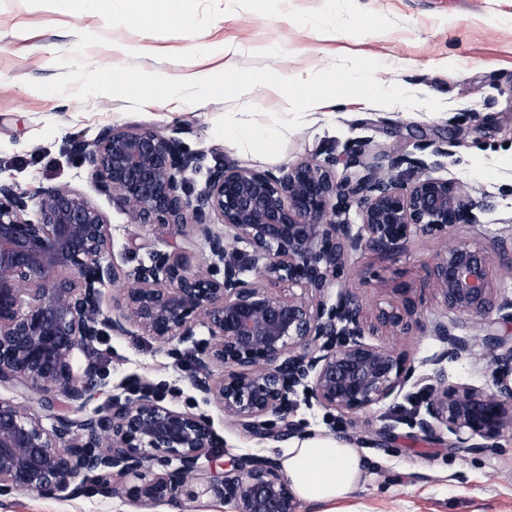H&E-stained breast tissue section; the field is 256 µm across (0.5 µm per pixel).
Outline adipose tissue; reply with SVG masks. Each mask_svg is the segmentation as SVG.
<instances>
[{"mask_svg": "<svg viewBox=\"0 0 512 512\" xmlns=\"http://www.w3.org/2000/svg\"><path fill=\"white\" fill-rule=\"evenodd\" d=\"M60 12L79 11L102 22L116 20L127 26L162 27L180 24L189 16L191 0H55ZM133 46L116 48V56L102 63L96 71L97 84L107 86L120 96L129 86L150 94L156 79L153 74L120 68L118 60L136 54ZM332 80L329 68H322L310 82L313 93L301 96L294 79H282L277 88L282 111L280 126L289 120L314 115L330 104L326 90ZM224 134L245 151L269 143L275 129L260 124L252 113H224ZM280 464L295 497L319 512H336V502L350 498L359 488L365 473V461L352 443L332 437H312L289 443Z\"/></svg>", "mask_w": 512, "mask_h": 512, "instance_id": "adipose-tissue-1", "label": "adipose tissue"}]
</instances>
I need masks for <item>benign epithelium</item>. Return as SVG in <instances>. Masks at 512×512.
<instances>
[{
	"instance_id": "7a95c632",
	"label": "benign epithelium",
	"mask_w": 512,
	"mask_h": 512,
	"mask_svg": "<svg viewBox=\"0 0 512 512\" xmlns=\"http://www.w3.org/2000/svg\"><path fill=\"white\" fill-rule=\"evenodd\" d=\"M182 133L107 126L78 142L76 153L131 223L203 240L207 265L197 270L177 245L124 270L111 260L105 215L84 194L58 187L34 197L0 181V386L23 385L53 417L48 428L33 409L0 399L1 496L121 494L143 505H180L201 483L236 512H296L276 459L240 456L220 475L203 474L200 459L219 445L211 418L166 406L152 390L114 398L82 419L55 413L60 401L83 404L105 385L93 364L74 370L75 352L129 326L186 345L193 387L225 422L261 439H302L289 419L298 387L349 417L385 403L415 373L386 341L420 324L409 288L373 312L350 289L330 302L350 255L391 254L413 236L446 242L448 229L476 224L474 209L491 206L473 203L424 159L393 149L371 155L365 141L339 158L275 169L218 163L195 191L184 174L205 157L185 147ZM340 161L356 169L354 177L336 181ZM404 163L420 175L394 176ZM353 208L357 224L349 220ZM430 277L446 309L484 321L476 336L435 323L442 349L432 362L459 361L478 344L491 381L450 383L437 370L415 426L429 439L455 436L454 448H493L512 435V344L490 327L502 309L492 255L457 240L436 252ZM116 284L119 298L105 311L103 289ZM199 326L207 339H196ZM214 366L224 368L218 380ZM157 456L176 467L154 472Z\"/></svg>"
}]
</instances>
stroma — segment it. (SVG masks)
Masks as SVG:
<instances>
[{
  "label": "stroma",
  "instance_id": "obj_1",
  "mask_svg": "<svg viewBox=\"0 0 512 512\" xmlns=\"http://www.w3.org/2000/svg\"><path fill=\"white\" fill-rule=\"evenodd\" d=\"M28 40L11 35L16 22ZM233 43L234 65L223 83L174 98L164 86L151 95L129 87L124 95L94 86L103 57L116 44L141 47L125 58L133 71L178 74L185 50L201 51V69L224 66L220 42ZM335 66L336 102L329 115L301 119L267 147L246 152L224 135V101L238 83L257 74L268 86L247 112L276 124L281 110L275 87L283 75ZM225 67V66H224ZM370 74L377 87L356 83ZM183 128L188 149L206 165L224 161L271 169L343 154L349 142L367 141L368 152L393 148L412 154L418 139L446 145L437 176L462 186L476 202L490 201L478 225H457L451 237L484 247L512 238V0H192L187 23L160 29L96 22L61 14L51 0H0V179L30 194L67 186L86 195L106 216L115 262L122 268L168 250L169 236L130 223L124 211L92 182L74 152L107 126ZM439 242L414 237L393 254H354L343 280L368 307L398 300L407 286L423 326L397 340L415 368L395 396L357 418L333 413L297 395L290 418L308 436L366 434L391 424L385 446L358 445L365 478L341 512H512V436L496 447L452 448L423 437L413 424L421 400L436 384L431 359L440 345L430 328L447 321L452 333L473 334L478 323L447 312L428 277ZM94 363L108 384L86 405L64 406L80 419L110 398L143 386H164L165 404L205 413L222 443L202 457L203 470H223L240 455L281 458L283 443L262 440L225 423L223 413L193 388L188 356H175L137 327L106 334L77 352L75 366ZM0 512H178L161 504L145 509L127 498H59L18 492L0 497Z\"/></svg>",
  "mask_w": 512,
  "mask_h": 512
}]
</instances>
